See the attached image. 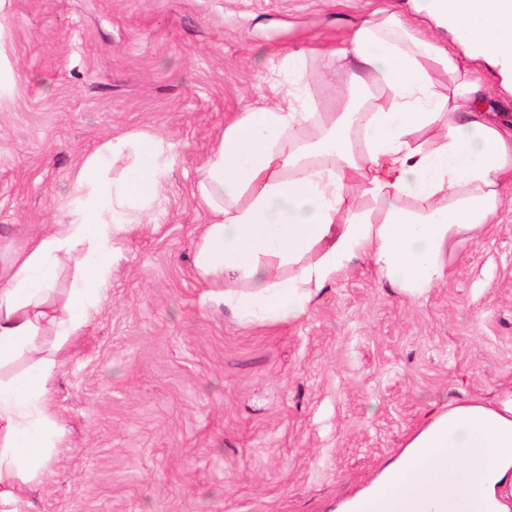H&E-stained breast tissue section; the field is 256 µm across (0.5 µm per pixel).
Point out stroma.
Returning a JSON list of instances; mask_svg holds the SVG:
<instances>
[{
    "instance_id": "obj_1",
    "label": "stroma",
    "mask_w": 512,
    "mask_h": 512,
    "mask_svg": "<svg viewBox=\"0 0 512 512\" xmlns=\"http://www.w3.org/2000/svg\"><path fill=\"white\" fill-rule=\"evenodd\" d=\"M417 0H0V267L74 220L80 165L156 140L160 191L50 382L56 454L32 512H336L448 402L512 387V184L409 298L355 260L294 322L243 324L194 265L196 183L224 129L289 86L345 104L330 49L381 8L448 42Z\"/></svg>"
}]
</instances>
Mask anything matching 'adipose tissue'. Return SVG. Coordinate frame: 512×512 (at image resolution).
<instances>
[{"mask_svg":"<svg viewBox=\"0 0 512 512\" xmlns=\"http://www.w3.org/2000/svg\"><path fill=\"white\" fill-rule=\"evenodd\" d=\"M420 10L452 31L471 30L482 53L446 48L380 9L335 55L351 88L376 81L384 102L325 116L313 139L305 126L315 113L293 106L308 98L304 89L225 127L197 184L210 218L194 263L241 321L300 319L362 256L380 279L420 297L446 278L457 238L479 237L496 221L499 187L512 181V132L476 99L483 77L474 60L512 70L502 0H420ZM436 70L448 78L444 89ZM116 147L134 157L127 177L104 182L105 156L88 159L72 180L78 220L35 236L0 269V512H28L58 434L49 382L100 298L113 235L160 187L155 140ZM68 264L74 280L59 301L55 283ZM337 512H512V389L491 404L432 413Z\"/></svg>","mask_w":512,"mask_h":512,"instance_id":"1","label":"adipose tissue"}]
</instances>
